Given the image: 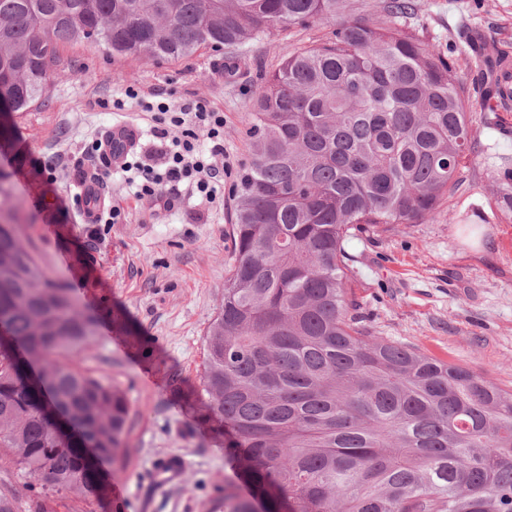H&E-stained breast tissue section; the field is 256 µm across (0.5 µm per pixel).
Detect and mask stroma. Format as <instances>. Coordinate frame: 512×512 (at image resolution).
<instances>
[{
  "instance_id": "35a3bbf8",
  "label": "stroma",
  "mask_w": 512,
  "mask_h": 512,
  "mask_svg": "<svg viewBox=\"0 0 512 512\" xmlns=\"http://www.w3.org/2000/svg\"><path fill=\"white\" fill-rule=\"evenodd\" d=\"M404 19L441 49H452L462 76L469 52L459 31L477 30L512 56V0H418ZM318 22L250 42L235 56L204 49L179 61L115 57L101 45L59 46L42 98L13 115L0 146L5 191L0 208L15 209L21 242L46 274L71 288L81 311L98 320L95 341L73 356L76 366L120 388L129 401L121 472L101 468L121 494L86 500L57 495L55 512H212L234 473L224 437L188 398L205 360V335L224 298L233 259L229 224L237 173L250 161V104L287 50L329 37ZM171 108L202 100L224 115V203L199 206L182 193L175 207L139 201L119 168L100 169L105 206L115 224H84L76 212L50 215L67 201L74 163L87 142L115 122L130 121L141 138L129 161L152 149L145 103ZM512 158V112L479 127L460 190L443 213L421 224H381L346 245L353 262L351 297L374 335L466 367L512 391V209L496 204L504 158ZM56 164V179L34 182L33 162ZM182 460L172 479L159 465Z\"/></svg>"
}]
</instances>
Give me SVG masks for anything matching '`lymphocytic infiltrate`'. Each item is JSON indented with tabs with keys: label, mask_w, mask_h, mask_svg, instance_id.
<instances>
[{
	"label": "lymphocytic infiltrate",
	"mask_w": 512,
	"mask_h": 512,
	"mask_svg": "<svg viewBox=\"0 0 512 512\" xmlns=\"http://www.w3.org/2000/svg\"><path fill=\"white\" fill-rule=\"evenodd\" d=\"M154 115L152 133L161 147L151 163L124 164V171H135L139 183L135 195L154 207L171 204L170 195L180 185H188L202 203L213 205L224 200V171L217 165L224 155V115L204 102L192 101L171 109L169 104L146 103ZM206 129L208 150H200L197 129Z\"/></svg>",
	"instance_id": "lymphocytic-infiltrate-1"
}]
</instances>
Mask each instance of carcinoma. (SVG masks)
<instances>
[{
  "instance_id": "carcinoma-1",
  "label": "carcinoma",
  "mask_w": 512,
  "mask_h": 512,
  "mask_svg": "<svg viewBox=\"0 0 512 512\" xmlns=\"http://www.w3.org/2000/svg\"><path fill=\"white\" fill-rule=\"evenodd\" d=\"M415 0H0V106L39 99L61 43L114 56L190 57L315 20L332 37L290 51L252 104V157L231 224L234 258L205 338L200 393L229 432L222 512H512V393L369 332L348 293L346 241L422 224L462 185L474 112L454 65L399 27ZM0 462L35 496L0 512L100 499L122 464L128 402L76 369L98 322L46 278L0 213ZM37 368L45 387L30 385ZM67 416L59 423L54 409Z\"/></svg>"
}]
</instances>
